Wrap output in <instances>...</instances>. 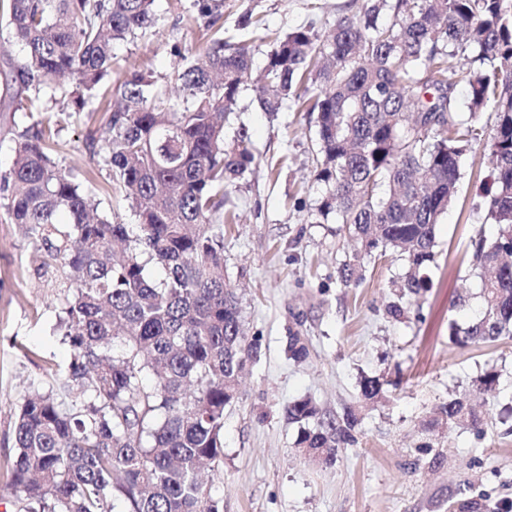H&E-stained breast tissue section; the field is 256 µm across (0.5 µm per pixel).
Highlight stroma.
Segmentation results:
<instances>
[{"instance_id":"35a3bbf8","label":"stroma","mask_w":512,"mask_h":512,"mask_svg":"<svg viewBox=\"0 0 512 512\" xmlns=\"http://www.w3.org/2000/svg\"><path fill=\"white\" fill-rule=\"evenodd\" d=\"M351 0H260L270 29L285 31L315 17L333 22ZM158 22L144 35L115 45L114 68H142L178 94L180 56L194 57L206 41L202 26L182 20L175 0H156ZM260 168L229 188L240 221L224 228V274L235 287L247 337H259L236 402L224 416V467L211 482L223 512H448L450 499L512 502V340L461 348L449 324H466L476 304L471 239L493 235L478 210L485 171L464 159L455 204L437 228L431 286L415 310L393 320L389 282L401 270L395 253L366 264L362 281L345 288L336 265L352 253L336 221L315 223L310 206L324 187L315 179V118L301 112L243 116ZM87 114L70 118L57 158L85 178L100 211L133 225L129 200L113 192L106 168L86 149ZM66 289L33 273L29 246L0 208V488L11 480L15 415L34 390H45L69 364L71 350L56 329ZM306 336L309 357L291 360L289 331ZM500 373L482 432L437 427L419 450L420 432L455 391L471 388L486 367ZM383 377L386 397L362 410L356 441L334 465L297 451L289 402L308 397L336 416L359 404L360 382Z\"/></svg>"}]
</instances>
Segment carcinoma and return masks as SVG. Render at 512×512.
I'll list each match as a JSON object with an SVG mask.
<instances>
[{
    "label": "carcinoma",
    "instance_id": "carcinoma-1",
    "mask_svg": "<svg viewBox=\"0 0 512 512\" xmlns=\"http://www.w3.org/2000/svg\"><path fill=\"white\" fill-rule=\"evenodd\" d=\"M155 0H9L5 29L22 45L5 97L25 123L12 165L0 169V206L64 280L59 324L72 351L65 376L22 404L12 478L4 491L24 512H222L202 477L224 459V414L260 350L242 333L236 289L224 276V225L236 223L227 186L259 162L244 126L227 129L243 102L269 114H316L313 212L336 214L354 252L336 266L348 288L365 263L391 250L403 260L387 313L400 319L429 287L436 229L454 204L465 156L486 145L478 187L489 240L472 239L480 312L450 324L461 345L512 336V0H361L323 27L314 18L284 33L249 8L224 27V0H188L184 17L210 32L201 58L180 57L183 94L130 69L104 110L90 160L127 191L138 233L98 211L90 190L59 164L65 117L96 112L118 41L155 27ZM248 33L240 39L239 31ZM267 45L252 83L253 50ZM77 77L69 88L56 81ZM494 113L491 132L480 125ZM165 277L149 278L147 266ZM290 358L308 357L290 331ZM387 381L366 377L360 399ZM297 448L331 465L356 442L352 410L327 417L309 398L288 404ZM486 413L459 391L438 407L448 428L482 431Z\"/></svg>",
    "mask_w": 512,
    "mask_h": 512
}]
</instances>
